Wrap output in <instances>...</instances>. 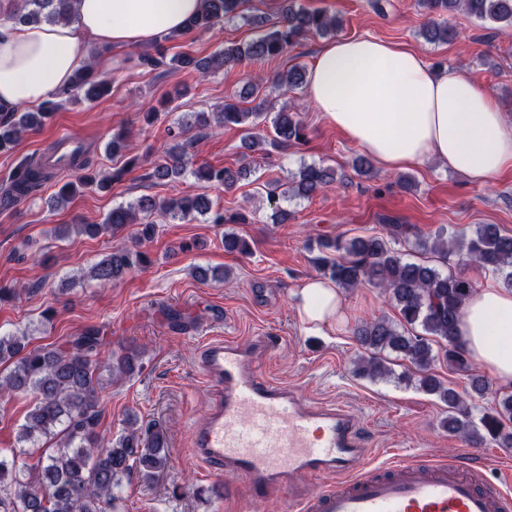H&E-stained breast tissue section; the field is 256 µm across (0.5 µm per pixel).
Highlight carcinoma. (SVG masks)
Returning a JSON list of instances; mask_svg holds the SVG:
<instances>
[{
    "label": "carcinoma",
    "mask_w": 512,
    "mask_h": 512,
    "mask_svg": "<svg viewBox=\"0 0 512 512\" xmlns=\"http://www.w3.org/2000/svg\"><path fill=\"white\" fill-rule=\"evenodd\" d=\"M74 0H16L10 17L22 25L67 24L72 21ZM205 10L188 20L184 28L167 35L175 39L184 34L211 30L242 3V0H205ZM418 6L431 18L422 31L430 43L446 42L450 36L448 22L436 19L459 8L481 21L512 27V0H418ZM339 24L335 17L323 11H307L288 5L282 21L260 38L244 46L224 47L217 56L221 65L244 59L266 61L286 53L308 34L327 36L335 33ZM170 62L194 66L206 77L211 60H194L186 54L174 55ZM306 84L302 67L288 70L278 86L295 90ZM261 86L249 84L237 98L224 102L216 113L218 123L229 126L247 125L255 128L270 123L272 134L266 137L249 133L247 148L268 154L267 147L288 149L305 136V127L297 113L283 108L274 114L266 112V99L259 98ZM109 91V83L97 77L94 68L78 71L71 87L58 101H50L36 112H9L0 116V151L11 148L28 131L42 127L44 121L68 103L79 100L93 102ZM175 139L164 157L154 163L149 177L169 180L182 175L189 143L180 141L181 132L169 131ZM89 148L83 147L72 157V168L82 172L76 181L65 183L59 190L63 199L76 193L77 188H107L112 180L122 176L117 171L109 177L96 179L85 173L89 168ZM248 168L237 170L224 167H204L196 171L204 186L220 185L226 190L247 175ZM52 177V172L33 160L23 161L9 183L0 189V208L5 209L37 190ZM334 171L311 164L299 169L298 180L289 192L300 198H310L328 187ZM158 212L172 219L192 213L208 217L212 224H224V212L212 210L205 193L171 198L156 202L143 197L127 207L112 210L104 224H78L79 232L95 237L104 231L116 232L128 224L137 223L136 211ZM388 237L365 236L352 239L320 240L317 268L337 287L353 290L370 284L385 290L399 309V322L385 318L360 319L352 330L357 343L372 351L360 360L357 372L371 378L391 373L390 358L410 363L411 372L403 375L408 382H417L419 389L437 396L447 408L448 431L465 440L482 444L486 441L500 448L512 447V393L494 390L491 379L472 368L458 332L463 306L474 291L473 281L460 272L443 273L426 261L411 260L392 249L389 241L409 240L411 227L389 224ZM415 250L429 254L446 265L456 258L458 265H474L496 275L507 288H512V235L502 233L497 225L478 227L474 236L428 241L417 238ZM148 264L143 251L117 249L92 268L94 279L112 283L124 278L136 267ZM100 347L99 331L89 327L70 341L64 349L30 346V336H0V392L34 394V403L20 426L18 442L33 447L47 442L36 462L19 461L26 450H0V512H120L117 489L122 479L137 471L142 481L150 483L165 469L168 449L160 436L134 428L114 439L99 435L101 410L98 391L103 373L131 376L141 368L142 351L127 345L120 351L97 359ZM444 361L448 367L464 373L469 389L459 393L432 374L433 366ZM493 398L489 408L474 413L476 407L467 400Z\"/></svg>",
    "instance_id": "carcinoma-1"
}]
</instances>
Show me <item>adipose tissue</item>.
<instances>
[{
    "instance_id": "1",
    "label": "adipose tissue",
    "mask_w": 512,
    "mask_h": 512,
    "mask_svg": "<svg viewBox=\"0 0 512 512\" xmlns=\"http://www.w3.org/2000/svg\"><path fill=\"white\" fill-rule=\"evenodd\" d=\"M203 0H77L74 22L16 24L0 14V112L36 107L65 90L92 55L141 46L181 29ZM307 97L316 111L386 169L436 161L483 184L512 170V123L495 97L457 71L432 70L416 50L372 37L318 48ZM309 331L335 329L344 299L310 277L294 293ZM459 332L469 357L512 385V289L482 288Z\"/></svg>"
}]
</instances>
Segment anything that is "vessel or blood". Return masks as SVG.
Wrapping results in <instances>:
<instances>
[{"label":"vessel or blood","mask_w":512,"mask_h":512,"mask_svg":"<svg viewBox=\"0 0 512 512\" xmlns=\"http://www.w3.org/2000/svg\"><path fill=\"white\" fill-rule=\"evenodd\" d=\"M77 146L59 137L46 157L63 167ZM271 350L265 336L247 349L221 336L200 347L197 367L214 399L191 426V452L208 474H232L262 493L298 475L322 478L320 490L298 500L299 512H512V495L486 487L480 466L467 471L405 458L380 472L354 471V461L370 454L354 415L308 402L262 375L259 364Z\"/></svg>","instance_id":"vessel-or-blood-1"}]
</instances>
